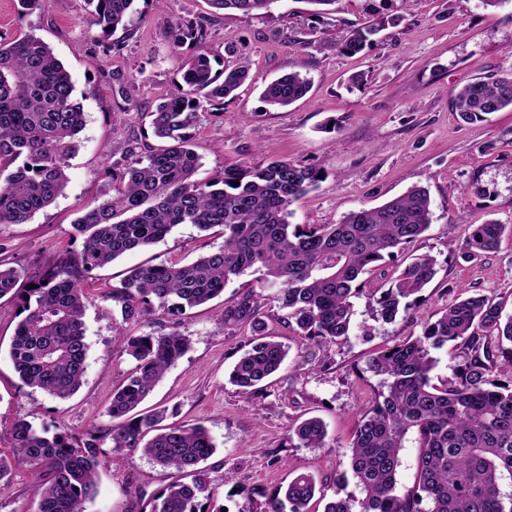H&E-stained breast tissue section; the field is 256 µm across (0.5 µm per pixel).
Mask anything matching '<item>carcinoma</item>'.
I'll list each match as a JSON object with an SVG mask.
<instances>
[{
	"label": "carcinoma",
	"mask_w": 512,
	"mask_h": 512,
	"mask_svg": "<svg viewBox=\"0 0 512 512\" xmlns=\"http://www.w3.org/2000/svg\"><path fill=\"white\" fill-rule=\"evenodd\" d=\"M136 0H90L87 20L98 31L95 50L110 53L130 35L139 10ZM223 11L261 15L277 0H207ZM121 36H116V33ZM376 33L353 29L341 48L359 52ZM175 50L192 49L182 84L150 113L152 133L162 142L138 153L127 150L112 164L117 194L74 222L82 248L65 252L19 287L21 272L0 267V299L9 297L19 321L9 358L21 382L65 400L82 385L89 344L83 282L127 252L163 239L180 224L202 231L220 228L224 244L188 264L142 265L128 272L105 298L120 314L115 340L135 362L107 407L112 426L76 437L36 429L24 419L11 429L12 448L0 450V480L12 465L45 472L35 489L38 512H85L97 492L99 469L110 451L139 450L155 463L190 478L163 488L151 512H202L199 497L214 495L201 467L215 451L201 425L160 426L165 410H135L189 347L186 336L126 332L158 306L178 316L224 294L225 286L250 270L260 291L250 290L224 307V324L247 326L252 339L229 373V382L256 398L283 365L284 344L266 332L263 289L276 287L272 300L286 311L285 323L319 347L349 338L352 299L374 298L376 316L387 323L414 304L436 275L429 255L412 258L383 292L364 275L385 257L404 250L431 224L430 198L412 188L383 204L345 214L336 224H293L291 206L320 182V171L283 159L260 167L226 166L222 177L196 178L200 158L192 148L200 113L224 109L249 75V63H227L206 46L205 29L174 20L165 32ZM69 71L43 40L26 34L0 39V225L24 224L51 205L68 183L69 159L85 116L74 97ZM309 79L296 70L268 83L262 99L284 108L303 98ZM455 112L465 121L512 109V75L471 79L454 93ZM506 225L478 224L462 246L471 259L498 249ZM454 344L451 374L435 378L434 353ZM512 345V316L485 297L453 302L419 336L379 350L367 359L381 377L375 401L358 420L350 443L348 472L336 477L335 498L323 512H512V380L494 378L499 355ZM328 432L318 417L288 432L296 447L322 448ZM413 440L419 449L415 481L397 490L400 450ZM111 441V450L104 449ZM352 476L362 497L358 510L340 497ZM317 480L306 473L274 493L267 512H310ZM428 509H422V504Z\"/></svg>",
	"instance_id": "obj_1"
}]
</instances>
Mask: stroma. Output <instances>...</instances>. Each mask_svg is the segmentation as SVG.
I'll return each mask as SVG.
<instances>
[{
    "mask_svg": "<svg viewBox=\"0 0 512 512\" xmlns=\"http://www.w3.org/2000/svg\"><path fill=\"white\" fill-rule=\"evenodd\" d=\"M141 16L120 50L92 54L87 0H45L17 17L14 0H0V37L30 33L53 49L72 75L74 95L85 112L69 182L49 207L27 223L0 226V263L30 276L82 240L73 222L112 195L110 171L126 147L155 146L150 114L180 82L189 49L173 50L164 30L170 19L205 20L208 48L223 55L227 45L250 61V77L220 111L203 113L193 132L200 157L197 177L209 181L233 165L259 166L290 159L323 172L317 187L296 201V224H334L343 215L375 207L409 188L429 192L431 224L397 257L371 276L389 288L399 266L429 255L437 274L412 308L395 322L374 316L368 295L354 301L353 334L347 342L315 348L283 322V311L264 307L268 331L289 349L265 398L239 392L228 374L250 331L224 323V307L255 286L251 273L234 278L221 297L173 318L155 310L134 334L181 332L190 342L143 404L162 409L166 424H201L216 452L203 463L215 488L203 512H265L267 496L298 474L314 475L326 493L347 467L355 421L372 403L379 379L368 372V354L421 334L459 297L485 295L512 315V239L475 260L461 245L473 225L489 219L512 227V110L463 122L452 91L464 81L512 69V0L498 8L481 0H336L330 13L315 16L306 0H275L259 16L211 11L205 0H167L162 8L137 0ZM398 25H390L392 17ZM374 24V42L357 54L340 51L352 28ZM304 66L311 88L288 108L267 106L261 93L273 79ZM143 70L129 96L117 77ZM361 85H352L354 75ZM220 234L191 224L176 226L156 244L124 254L94 270L87 280L90 350L79 391L56 400L23 386L8 356L17 320L13 303L0 301V448L11 446V427L24 419L38 428L72 435L112 421V392L133 361L113 336L112 304L103 294L142 264L189 263L217 250ZM316 416L327 425L321 448H296L289 429ZM140 452L112 453L100 470L99 492L85 512H150L153 493L177 481ZM39 470L15 466L0 480V512H37L33 495Z\"/></svg>",
    "mask_w": 512,
    "mask_h": 512,
    "instance_id": "35a3bbf8",
    "label": "stroma"
}]
</instances>
